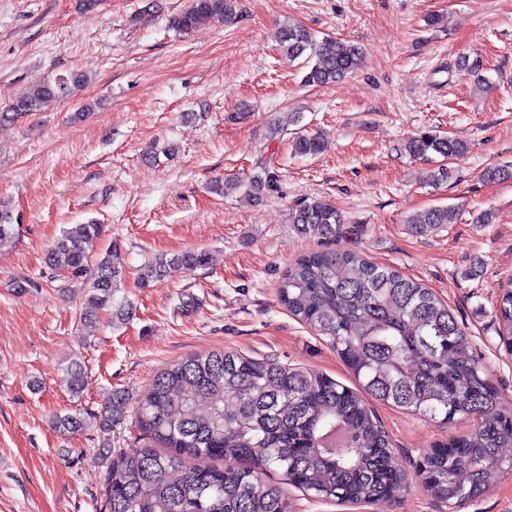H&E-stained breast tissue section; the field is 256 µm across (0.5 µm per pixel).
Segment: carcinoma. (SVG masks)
<instances>
[{
    "label": "carcinoma",
    "mask_w": 512,
    "mask_h": 512,
    "mask_svg": "<svg viewBox=\"0 0 512 512\" xmlns=\"http://www.w3.org/2000/svg\"><path fill=\"white\" fill-rule=\"evenodd\" d=\"M233 10L234 0H188L170 25L189 33L230 17ZM276 38L286 58L305 57L308 86L335 83L362 62L358 45L341 38L318 42L300 25H281ZM87 82L84 74L70 72L31 85L0 112V125L15 123L49 101L70 99ZM293 149L299 156L316 157L325 143L318 135H303ZM406 151L424 161L449 160L465 154L467 145L428 131L410 139ZM505 179H512L511 164L484 170L486 182ZM272 180L273 173L262 166L246 179L228 180L213 190L258 197ZM457 220V209L446 205L409 223L417 230ZM288 223L299 233L326 237L342 229L344 216L326 200L305 198L290 209ZM14 234L11 210L0 201V249L12 243ZM100 234L96 223L63 230L47 249L45 264L88 284L80 321L90 324L106 310L112 323L122 324L129 315V305L115 300L126 278L122 250L115 242L104 255H90L89 245ZM208 261L202 250L160 254L140 268L137 285L150 288L175 266L204 267ZM279 295L293 316L336 341L354 377L376 399L430 419H480L470 432L424 458L425 485L436 497L451 506L512 476V456L505 453L512 448V407L485 377L464 327L433 292L356 253L316 251L288 267ZM497 313L500 339L512 343V285L499 296ZM66 384L76 395L84 390L81 368L67 370ZM122 414L117 397L99 414L58 416L54 425L63 433L91 427L105 432ZM137 425L166 451L131 448L112 464L109 512H291L284 483L323 500L358 504L391 497L405 482L388 436L357 393L322 374L233 351L194 355L167 366L139 400ZM201 458L224 465H187ZM461 459L468 464L465 480L457 475ZM273 467L281 470L282 481L262 479ZM172 470L181 471V477L170 478Z\"/></svg>",
    "instance_id": "obj_1"
}]
</instances>
